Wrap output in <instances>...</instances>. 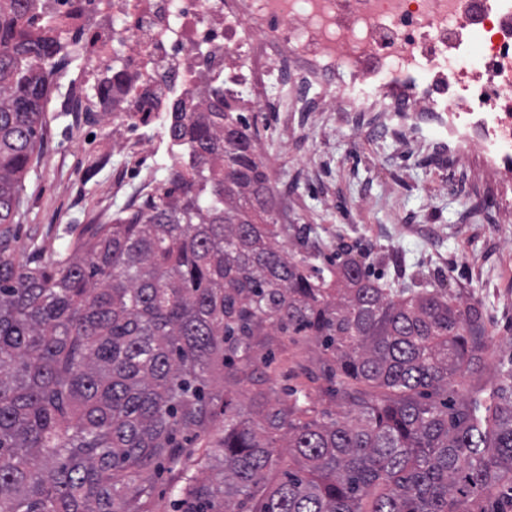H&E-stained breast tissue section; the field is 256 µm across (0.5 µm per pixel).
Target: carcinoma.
I'll return each mask as SVG.
<instances>
[{
    "label": "carcinoma",
    "instance_id": "carcinoma-1",
    "mask_svg": "<svg viewBox=\"0 0 512 512\" xmlns=\"http://www.w3.org/2000/svg\"><path fill=\"white\" fill-rule=\"evenodd\" d=\"M0 0V512H150L144 472L183 483L178 512H512V371L487 370L485 310L393 287L341 245L296 258L272 166L239 112H178L158 196L85 224L67 255L16 261L12 225L72 43L34 39ZM258 212L259 222L232 216ZM330 354L326 394L258 389L237 363L271 332ZM224 440L204 442L218 412ZM194 432V449L177 436ZM299 468L272 476L282 453ZM222 458L214 476L203 461Z\"/></svg>",
    "mask_w": 512,
    "mask_h": 512
}]
</instances>
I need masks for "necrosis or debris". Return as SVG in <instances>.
Masks as SVG:
<instances>
[{
  "mask_svg": "<svg viewBox=\"0 0 512 512\" xmlns=\"http://www.w3.org/2000/svg\"><path fill=\"white\" fill-rule=\"evenodd\" d=\"M51 26L78 38L83 76L54 99L75 122L99 114L128 155L112 189L131 180L157 191L166 177L167 128L180 104L208 111L206 85L226 86L238 111L260 76H338L352 111L367 93L405 113L430 104L428 124L456 152L512 171V0H59ZM117 58L128 85L95 95L101 65Z\"/></svg>",
  "mask_w": 512,
  "mask_h": 512,
  "instance_id": "necrosis-or-debris-1",
  "label": "necrosis or debris"
}]
</instances>
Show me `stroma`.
<instances>
[{
    "mask_svg": "<svg viewBox=\"0 0 512 512\" xmlns=\"http://www.w3.org/2000/svg\"><path fill=\"white\" fill-rule=\"evenodd\" d=\"M296 88L270 83L262 103L270 110L258 149L275 160L276 186L307 224L304 239L285 237L291 254L333 253L337 243L357 248L393 285L407 283L426 262L449 293L477 297L487 311L484 354L489 372L512 363V219L480 197L503 198L500 173L472 157L449 167L452 151L436 130L411 131L388 101L348 112L336 86L312 85L310 107L299 111ZM45 136L24 192L25 217L14 225L12 247L23 264L57 259L75 225L110 223L122 204L109 195L112 169L124 155L112 146V128L79 126L67 112H44ZM268 385L277 394L325 383L326 357L313 341L274 334Z\"/></svg>",
    "mask_w": 512,
    "mask_h": 512,
    "instance_id": "35a3bbf8",
    "label": "stroma"
}]
</instances>
